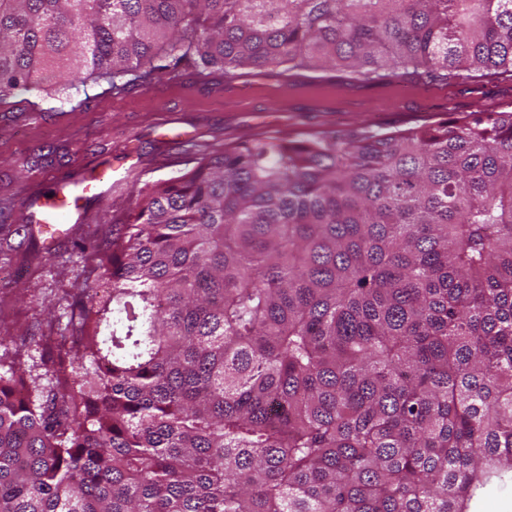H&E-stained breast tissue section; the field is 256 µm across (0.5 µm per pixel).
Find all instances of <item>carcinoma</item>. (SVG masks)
<instances>
[{
    "label": "carcinoma",
    "instance_id": "obj_1",
    "mask_svg": "<svg viewBox=\"0 0 512 512\" xmlns=\"http://www.w3.org/2000/svg\"><path fill=\"white\" fill-rule=\"evenodd\" d=\"M163 59L512 81V0H0V100ZM135 193L71 346L0 354V512H468L512 474V103Z\"/></svg>",
    "mask_w": 512,
    "mask_h": 512
}]
</instances>
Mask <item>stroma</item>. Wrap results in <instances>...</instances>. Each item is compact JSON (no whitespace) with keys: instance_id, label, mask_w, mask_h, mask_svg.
Segmentation results:
<instances>
[{"instance_id":"stroma-1","label":"stroma","mask_w":512,"mask_h":512,"mask_svg":"<svg viewBox=\"0 0 512 512\" xmlns=\"http://www.w3.org/2000/svg\"><path fill=\"white\" fill-rule=\"evenodd\" d=\"M349 86L347 96L337 87ZM431 99L397 78L350 82L340 70L314 80L307 70L249 68L231 78L192 69L162 70L113 92L106 80L79 81L62 96L17 90L0 101V344L37 360L57 348L68 322L65 294L89 263L71 234L48 240L29 201L60 181L132 157V168L86 199L74 233L108 237L135 204L133 187L191 169L236 142L288 135L405 129L449 112L499 110L512 82L431 80Z\"/></svg>"}]
</instances>
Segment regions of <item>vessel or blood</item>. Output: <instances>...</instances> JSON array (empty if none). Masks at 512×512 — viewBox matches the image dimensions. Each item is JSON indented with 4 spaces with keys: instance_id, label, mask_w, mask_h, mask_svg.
I'll return each mask as SVG.
<instances>
[{
    "instance_id": "obj_1",
    "label": "vessel or blood",
    "mask_w": 512,
    "mask_h": 512,
    "mask_svg": "<svg viewBox=\"0 0 512 512\" xmlns=\"http://www.w3.org/2000/svg\"><path fill=\"white\" fill-rule=\"evenodd\" d=\"M114 177L112 167L99 169L91 180L76 181L72 187H59L53 190L51 196H44L32 202L35 222L40 228L51 229L57 222L59 214L73 215L78 209L81 199L97 196L111 186Z\"/></svg>"
}]
</instances>
